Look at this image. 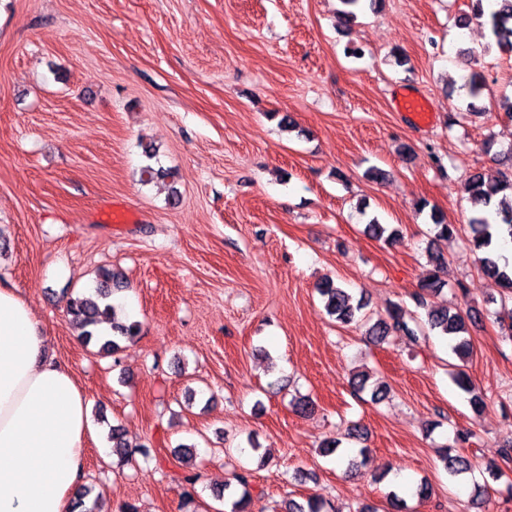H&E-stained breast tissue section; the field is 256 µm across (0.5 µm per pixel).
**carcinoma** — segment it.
<instances>
[{"label":"carcinoma","mask_w":512,"mask_h":512,"mask_svg":"<svg viewBox=\"0 0 512 512\" xmlns=\"http://www.w3.org/2000/svg\"><path fill=\"white\" fill-rule=\"evenodd\" d=\"M343 9L338 11V21L348 27L357 19V12L368 7H378L381 0H341ZM477 22L489 30L491 39L499 50L512 52V0H470L469 12L461 15L458 25L467 26ZM173 177V172L162 167L154 168L148 164L142 168L141 181L145 184ZM464 190L473 207L468 219L470 231L469 245L473 252L479 254L481 269L488 276L497 279L501 288L512 294V270L500 267L497 257L490 250L494 237L506 235L512 239V173L499 170L494 175L476 171L469 175L464 183ZM435 239L446 240L457 232L454 224L446 223L442 216L431 211ZM366 230L378 239L392 242L399 237V231L388 228L372 218ZM447 266L444 254L438 249H429L428 268L424 269L419 283V291L413 295L417 307L427 310V323L430 329L451 341V349L459 360L465 362L473 355V345L469 336L467 321L472 319L471 312L461 309L433 308L428 304V297L440 293L446 286L441 273ZM125 281L121 274L109 269H102L96 278L95 291L92 294L78 293L67 300V313L81 329L80 340L84 346H98V352L114 354L120 349V342L137 335V324H124L116 319V307L111 303L112 295L124 290ZM324 302L327 313L343 325L365 321L361 315L365 304L354 299L346 289L325 281L317 288ZM421 320L414 317L400 304L387 309L386 315L378 318L368 326L366 335L381 344L390 336H404L411 343L419 340L423 327ZM455 384L464 392L472 394L474 405H484L482 398L475 394L470 376L458 369ZM112 452L126 462L137 452L148 455L145 447L131 446L120 428H112ZM442 462L448 474L456 477L470 470V461L461 455L452 454V449L444 448L441 452ZM93 489L84 487L82 493L72 504V512H97V500L92 498ZM286 512H323L324 503L314 497L302 506L290 500L285 505Z\"/></svg>","instance_id":"1"}]
</instances>
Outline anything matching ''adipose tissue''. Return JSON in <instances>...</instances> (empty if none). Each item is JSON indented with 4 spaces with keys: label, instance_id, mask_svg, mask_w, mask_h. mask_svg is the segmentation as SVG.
Segmentation results:
<instances>
[{
    "label": "adipose tissue",
    "instance_id": "obj_1",
    "mask_svg": "<svg viewBox=\"0 0 512 512\" xmlns=\"http://www.w3.org/2000/svg\"><path fill=\"white\" fill-rule=\"evenodd\" d=\"M93 435L74 372L30 303L0 286V512H69Z\"/></svg>",
    "mask_w": 512,
    "mask_h": 512
}]
</instances>
